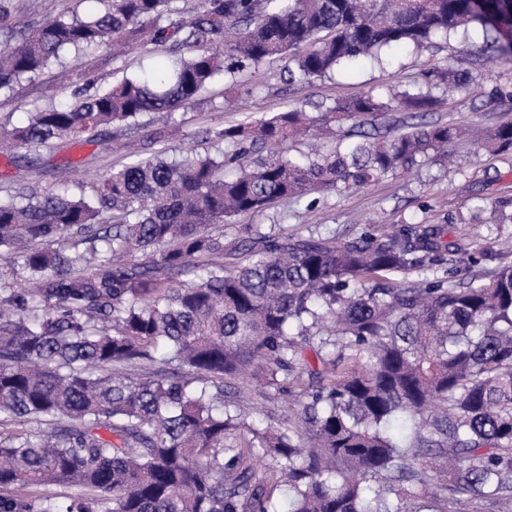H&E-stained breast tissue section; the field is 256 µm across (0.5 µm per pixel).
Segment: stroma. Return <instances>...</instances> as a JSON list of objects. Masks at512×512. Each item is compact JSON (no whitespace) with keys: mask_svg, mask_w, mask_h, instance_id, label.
<instances>
[{"mask_svg":"<svg viewBox=\"0 0 512 512\" xmlns=\"http://www.w3.org/2000/svg\"><path fill=\"white\" fill-rule=\"evenodd\" d=\"M72 8L87 14L94 10L93 0H18L11 24L16 29L42 24ZM482 39L453 41L437 50L399 53L389 63H361L355 71L305 83L289 80L288 63L267 62L259 72L238 76L235 82L224 80L202 95L196 104L173 114L180 127L173 149H197L198 152L220 150L213 139L219 125L247 116L261 118L284 110L291 104L305 105L316 111L324 103L339 97L363 93L382 94L388 88L412 82L422 69L444 66L454 61L471 69L473 84L446 99L434 119L491 126L512 119V102L491 100L493 88L512 83V61H488L481 54ZM75 67L73 56H66L32 81L23 82L14 91L0 94V126L17 124L26 113L51 105L50 87L61 71ZM146 129L123 133L104 128L99 144L74 149L68 156L40 151V161L24 167L20 151L0 153V196L18 184L51 189L60 184L72 185L105 172L122 162L127 145L145 140ZM498 198L512 199V155L493 156L468 145L457 148V161L448 167L429 160L411 172L388 177L364 188L337 187L318 195L316 203L308 199L281 201L259 215L236 218L225 225L224 236L233 239L244 233V224L260 225L262 231L277 230L306 237L315 229L330 230L342 239L358 237L367 226L384 235L404 224H447L448 237L467 244L469 250L484 249L485 259L472 267L467 253L457 257V280H468L476 270L488 271L512 261L500 245L512 239V224L499 225L496 237H488L485 225L491 215L487 204ZM250 418L290 429L295 439H303L305 428L300 422L289 388L252 391Z\"/></svg>","mask_w":512,"mask_h":512,"instance_id":"stroma-1","label":"stroma"}]
</instances>
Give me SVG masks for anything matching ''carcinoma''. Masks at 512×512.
I'll use <instances>...</instances> for the list:
<instances>
[{
    "instance_id": "carcinoma-1",
    "label": "carcinoma",
    "mask_w": 512,
    "mask_h": 512,
    "mask_svg": "<svg viewBox=\"0 0 512 512\" xmlns=\"http://www.w3.org/2000/svg\"><path fill=\"white\" fill-rule=\"evenodd\" d=\"M94 2L16 31L0 0V93L69 51L78 76L102 45L114 62L166 53L92 94L56 86L64 101L0 129L1 145L60 152L154 115L151 156L131 152L76 191L0 199V262L27 282L0 280V512H455L464 498L511 509L512 263L455 282L465 248L446 224L381 240L258 228L224 239L237 216L448 160L457 141L511 153L512 121L391 116L435 111L432 90L471 85V70L431 67L314 115L246 117L214 131L226 145L214 156L168 153L173 111L273 59L310 83L474 32L486 58L511 59L512 0ZM243 372L261 388L317 380L297 399L306 443L224 401V378ZM433 483L445 494L426 497ZM50 486L69 493L22 492Z\"/></svg>"
}]
</instances>
